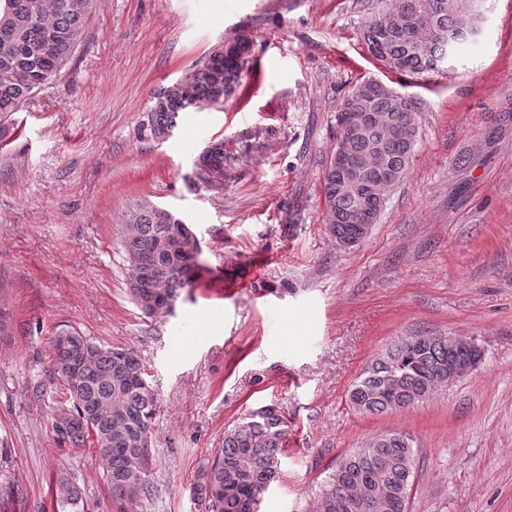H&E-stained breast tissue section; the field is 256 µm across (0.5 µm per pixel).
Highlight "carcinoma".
Returning <instances> with one entry per match:
<instances>
[{"label":"carcinoma","mask_w":512,"mask_h":512,"mask_svg":"<svg viewBox=\"0 0 512 512\" xmlns=\"http://www.w3.org/2000/svg\"><path fill=\"white\" fill-rule=\"evenodd\" d=\"M485 0H382L369 16L360 36L370 54L388 69L426 76L447 70L468 39V24L480 23ZM93 0H0V117L19 111L47 87L72 58L82 36ZM431 26L439 32L418 40L416 29ZM246 61L237 54L213 52L191 73L187 85L167 88L165 108L151 109L154 132L170 131L179 117L208 106L239 83ZM373 82L357 85L336 113L341 125L345 112H374L379 124L341 133L335 151H344L359 170L357 188L337 189L341 174L331 156L323 175L326 220L336 239L350 234L361 215L379 220L383 206L374 195L361 212L360 191L390 190L407 173L416 128V103L397 93L376 94ZM208 176L224 175V145L200 157ZM176 214L152 205L125 214L122 247L130 270L129 294L147 317L166 313L148 301L158 289L175 300L190 287L201 263L167 244L168 227ZM50 368L40 386L61 387L69 406L59 408L52 427L70 448L92 443L99 448L105 480L117 508L149 494L148 467L151 422L157 398L142 382L145 366L134 348H107L77 330H61L50 340ZM473 344L455 351L448 340L429 332L399 339L374 355L349 391L360 412L381 415L414 406L448 378V360L478 359ZM286 437L284 417L268 405L224 430V442L199 470L195 487L205 512H257L263 492L280 470V448ZM375 448H357L336 464L315 496L316 512H407L413 485L416 450L404 432L378 437ZM61 512H79L83 498L73 480L57 485Z\"/></svg>","instance_id":"cac0c4a2"}]
</instances>
